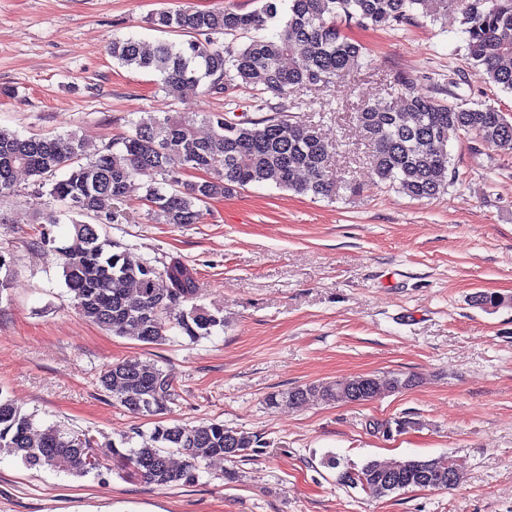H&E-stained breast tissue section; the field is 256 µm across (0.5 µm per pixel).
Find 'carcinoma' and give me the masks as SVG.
I'll list each match as a JSON object with an SVG mask.
<instances>
[{
  "label": "carcinoma",
  "instance_id": "carcinoma-1",
  "mask_svg": "<svg viewBox=\"0 0 512 512\" xmlns=\"http://www.w3.org/2000/svg\"><path fill=\"white\" fill-rule=\"evenodd\" d=\"M280 0H265L259 10H202L191 6L162 10L149 17L152 27L187 36L178 43L159 41L149 48L132 38L112 40V58L121 65L158 74V86L170 96L189 87L227 95L238 87L257 91L255 108H269L263 94L286 97L310 86L341 82L367 48L348 35L353 23L398 30L414 20L423 0H288L282 30L273 38L261 34L278 16ZM433 18L457 8L462 13L469 58L484 82L512 92V0H431ZM246 37L233 50L224 37ZM356 121L372 147L371 168L379 181L412 199H433L445 192L452 172L448 142L460 133L489 147L512 149V122L488 105L465 101L443 103L429 93L409 90L397 102L379 98L362 105ZM209 128L200 137L197 125ZM339 147L322 139L316 127L296 116L274 112L258 119L235 120L227 112L199 116L181 112H148L131 122V132L103 149L75 133L23 137L0 128V195L15 192L20 171L48 187L51 204L42 213L39 244L54 255L78 313L100 328L157 345L171 340L167 332L196 341L224 326V318L195 304L193 269L184 263L157 268L128 245L101 235L104 224L120 223L121 213L103 204L123 202L136 189L152 214L166 224H199L204 207L235 189L268 183L314 197L339 193L329 157ZM67 169L62 178L57 172ZM203 174L183 182L179 175ZM68 217L66 240L56 244L53 227ZM415 383L411 376L374 377V393L399 392ZM96 386L129 413L159 417L179 397L171 376L153 363L122 360L101 370ZM344 380L297 385L267 394L277 408L302 402H337ZM370 397V398H372ZM364 397L362 401L368 402ZM97 442L82 430L64 432L52 425L35 426L0 391V453L30 468L48 467L67 475L100 476L92 463ZM120 460L127 475L159 488L199 481L213 458L239 459L257 453V439L216 420L197 424L157 422L147 434L135 431L102 447ZM178 455L174 461L172 455ZM323 464L339 470L341 484L375 498L409 488L452 489L463 471L447 456L405 460L369 459L360 468L342 465L329 455ZM454 478L448 480V467ZM397 483L388 484L387 475Z\"/></svg>",
  "mask_w": 512,
  "mask_h": 512
}]
</instances>
